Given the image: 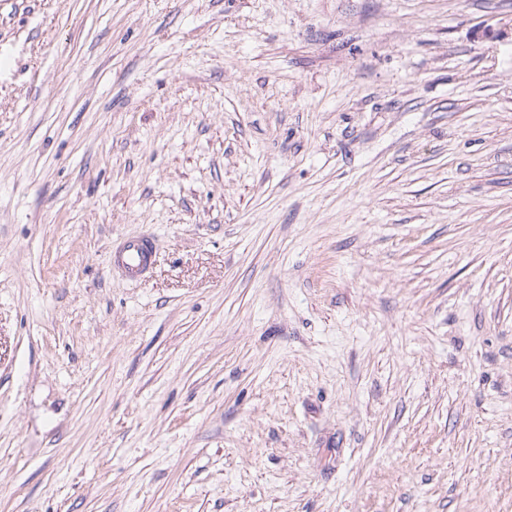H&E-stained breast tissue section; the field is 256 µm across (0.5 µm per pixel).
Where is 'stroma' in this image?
I'll return each mask as SVG.
<instances>
[{
    "mask_svg": "<svg viewBox=\"0 0 512 512\" xmlns=\"http://www.w3.org/2000/svg\"><path fill=\"white\" fill-rule=\"evenodd\" d=\"M0 512H512V0H0ZM156 252V240L151 234L127 237L112 248V273L130 281L145 278L152 270Z\"/></svg>",
    "mask_w": 512,
    "mask_h": 512,
    "instance_id": "obj_1",
    "label": "stroma"
}]
</instances>
